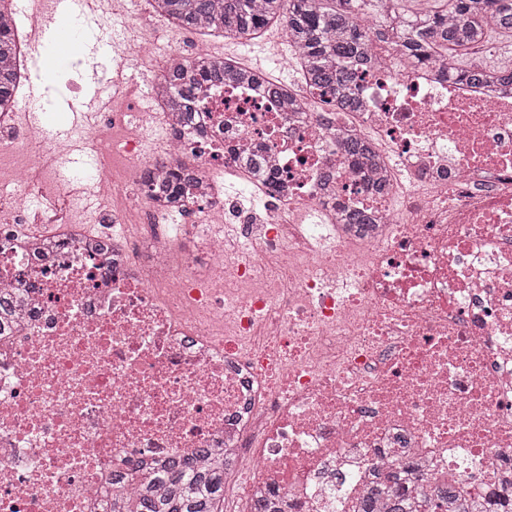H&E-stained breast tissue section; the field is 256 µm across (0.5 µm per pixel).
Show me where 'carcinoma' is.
<instances>
[{
	"label": "carcinoma",
	"instance_id": "1",
	"mask_svg": "<svg viewBox=\"0 0 512 512\" xmlns=\"http://www.w3.org/2000/svg\"><path fill=\"white\" fill-rule=\"evenodd\" d=\"M154 11L171 26L222 33L227 38H254L280 24L289 46L300 56L310 93L327 104L353 105L352 63L372 56L376 43L398 48L407 58L444 65L451 61L457 74L477 78L487 86L512 77V68L466 60L469 50L496 37L512 36V0H441L432 10H410L404 0H152ZM0 0V113L17 102L20 78L14 59L21 54L13 12ZM254 72L221 55L200 54L172 70L158 84L169 109L184 122L194 119L200 88L217 81H250ZM343 155L355 167L372 159L369 147L348 134ZM150 194L180 200L189 185L180 175L147 183ZM227 466L216 462L194 466L172 460L158 468L138 470L139 486L131 494L115 491L104 501L103 512H224ZM485 512L487 507L468 497L456 484L433 486L423 496L392 493L384 485L363 490L354 512Z\"/></svg>",
	"mask_w": 512,
	"mask_h": 512
}]
</instances>
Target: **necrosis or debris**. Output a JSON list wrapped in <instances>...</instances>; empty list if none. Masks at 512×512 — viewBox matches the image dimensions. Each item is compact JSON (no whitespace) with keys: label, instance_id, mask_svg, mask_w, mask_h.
<instances>
[{"label":"necrosis or debris","instance_id":"1","mask_svg":"<svg viewBox=\"0 0 512 512\" xmlns=\"http://www.w3.org/2000/svg\"><path fill=\"white\" fill-rule=\"evenodd\" d=\"M100 20L109 41L141 30L112 63L152 87L210 50L160 46L158 16ZM272 79L209 84L191 128L121 96L69 178L67 142L0 116V512H102L113 477L131 492V469L173 458L224 455L240 512H350L397 463L480 497L512 465V83L382 44L353 112L282 111ZM340 127L378 156L370 177ZM179 169L193 196H148L147 171Z\"/></svg>","mask_w":512,"mask_h":512}]
</instances>
